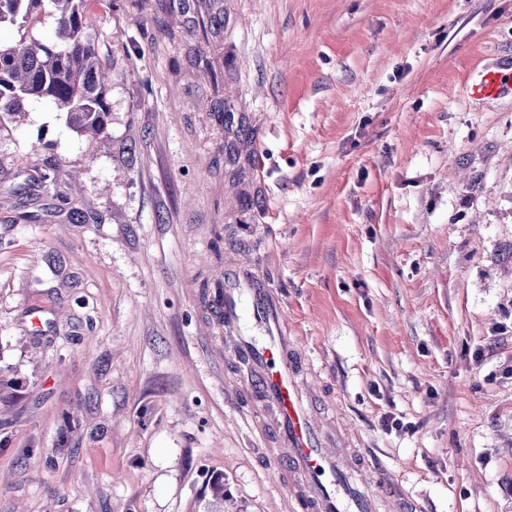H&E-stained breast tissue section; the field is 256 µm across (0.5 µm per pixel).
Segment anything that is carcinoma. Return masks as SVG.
I'll return each mask as SVG.
<instances>
[{
    "label": "carcinoma",
    "instance_id": "cac0c4a2",
    "mask_svg": "<svg viewBox=\"0 0 512 512\" xmlns=\"http://www.w3.org/2000/svg\"><path fill=\"white\" fill-rule=\"evenodd\" d=\"M57 20L58 43L0 44V112L20 113L27 98L49 100L67 110V121L78 134L102 139L110 112L106 89L112 75L102 67L85 13L87 0H50ZM44 0H0V23H25ZM214 22L210 11L198 13L191 30L207 43ZM196 66L217 86L223 82L206 52H199Z\"/></svg>",
    "mask_w": 512,
    "mask_h": 512
}]
</instances>
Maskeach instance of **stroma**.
<instances>
[{
    "label": "stroma",
    "instance_id": "obj_1",
    "mask_svg": "<svg viewBox=\"0 0 512 512\" xmlns=\"http://www.w3.org/2000/svg\"><path fill=\"white\" fill-rule=\"evenodd\" d=\"M204 2L222 86L179 0H88L103 141L45 100L0 116V512H211L216 475L224 512H293L212 309L230 252L280 292L358 481L512 512V0ZM502 78L499 72L494 70H483L480 80L470 85L469 89L473 97L490 96L501 89Z\"/></svg>",
    "mask_w": 512,
    "mask_h": 512
}]
</instances>
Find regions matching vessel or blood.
Returning <instances> with one entry per match:
<instances>
[{"instance_id":"b4317fda","label":"vessel or blood","mask_w":512,"mask_h":512,"mask_svg":"<svg viewBox=\"0 0 512 512\" xmlns=\"http://www.w3.org/2000/svg\"><path fill=\"white\" fill-rule=\"evenodd\" d=\"M497 71H483L472 96L496 94ZM214 308L224 326V348L245 373L264 433L275 446L269 462L296 497L301 512H374L371 494L350 476V466L333 448L334 437L318 419L317 396L304 386V356L289 335L283 302L265 273L237 262L224 268ZM392 512H413L391 472L376 465Z\"/></svg>"}]
</instances>
